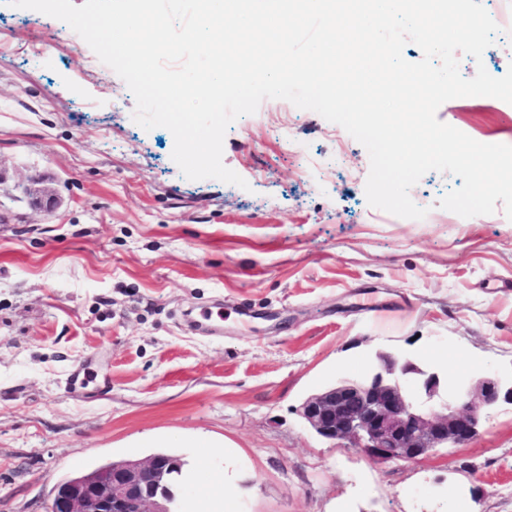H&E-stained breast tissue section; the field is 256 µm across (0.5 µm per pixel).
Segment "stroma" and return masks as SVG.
Here are the masks:
<instances>
[{"instance_id": "1", "label": "stroma", "mask_w": 512, "mask_h": 512, "mask_svg": "<svg viewBox=\"0 0 512 512\" xmlns=\"http://www.w3.org/2000/svg\"><path fill=\"white\" fill-rule=\"evenodd\" d=\"M501 31L487 72L512 67V0H481ZM37 43L30 56L26 47ZM125 82L64 22L0 4V512H49L57 484L157 447L197 464L185 512H512V404L480 436L377 462L297 413L394 351L472 384L512 382V221L439 206L431 171L401 218L365 196L367 150L281 99L233 122L224 165L190 180L174 137L132 119ZM437 118L512 145V104L449 100ZM304 148L296 157L294 146ZM59 201L32 205V175ZM224 310V333L185 314ZM84 367L88 384L67 381ZM239 475L224 485V468Z\"/></svg>"}]
</instances>
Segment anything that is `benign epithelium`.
Wrapping results in <instances>:
<instances>
[{
  "label": "benign epithelium",
  "mask_w": 512,
  "mask_h": 512,
  "mask_svg": "<svg viewBox=\"0 0 512 512\" xmlns=\"http://www.w3.org/2000/svg\"><path fill=\"white\" fill-rule=\"evenodd\" d=\"M25 193L47 209L56 204L39 178L30 180ZM377 359L361 380L306 398L299 407L305 426L378 461L408 462L470 444L480 434L483 412L512 404V385L493 375L464 388L410 359L389 352ZM184 467V460L163 453L102 464L58 485L50 512H177L185 493L177 478Z\"/></svg>",
  "instance_id": "1"
}]
</instances>
